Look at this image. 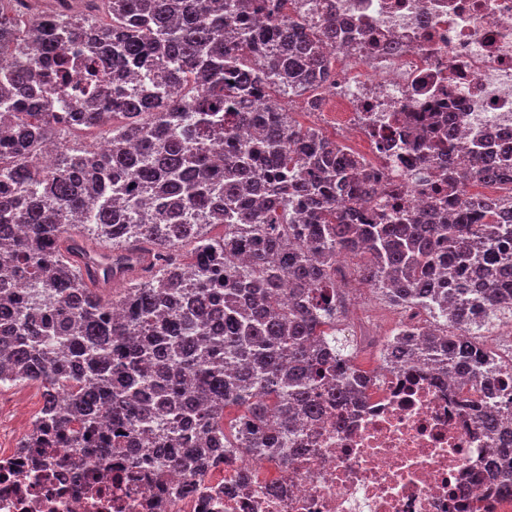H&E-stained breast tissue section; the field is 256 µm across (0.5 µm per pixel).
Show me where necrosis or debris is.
Returning a JSON list of instances; mask_svg holds the SVG:
<instances>
[{"mask_svg":"<svg viewBox=\"0 0 512 512\" xmlns=\"http://www.w3.org/2000/svg\"><path fill=\"white\" fill-rule=\"evenodd\" d=\"M310 14H334L350 52L327 45L333 80L317 91L348 144L375 173L378 198L423 210V190L438 182L423 164L428 115L455 113L464 141L484 144L512 162V0H311ZM348 255L333 278L355 348L384 352L403 331L422 333L424 309H397L390 329L367 301L349 298ZM361 402L328 407L299 427L287 461L213 470L196 492L175 471L163 491L151 479L131 484L124 464L88 463L75 471L53 448L29 460L23 448H0V512H457L461 503L512 512V494L488 476L494 444L475 414L461 410L455 378L405 369H372ZM249 473L252 489L236 488ZM281 485L282 494L265 493Z\"/></svg>","mask_w":512,"mask_h":512,"instance_id":"1","label":"necrosis or debris"}]
</instances>
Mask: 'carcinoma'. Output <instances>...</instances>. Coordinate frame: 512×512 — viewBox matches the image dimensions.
<instances>
[{"instance_id":"cac0c4a2","label":"carcinoma","mask_w":512,"mask_h":512,"mask_svg":"<svg viewBox=\"0 0 512 512\" xmlns=\"http://www.w3.org/2000/svg\"><path fill=\"white\" fill-rule=\"evenodd\" d=\"M285 9L0 0V379L43 389L26 447L70 448L61 462L76 468L92 453L165 448L189 490L243 452L287 458L284 434L318 417L323 392L338 405L365 394L355 349L334 335L332 267L348 251L377 295L433 313L441 329L425 333L421 363L483 385L485 399L464 402L499 442L509 491L512 430L487 401L512 394V370L478 343L512 318L509 203L467 196L459 219L439 222L431 195L428 224L379 202L361 222L374 174L285 106L328 83L336 18L311 26ZM70 49L83 78L57 112ZM81 126L107 129L106 148L60 140ZM454 134L450 116L424 163L441 164ZM474 159L448 191L512 182L499 161ZM73 237L111 251L114 267L140 244L160 263L103 298L63 249Z\"/></svg>"}]
</instances>
